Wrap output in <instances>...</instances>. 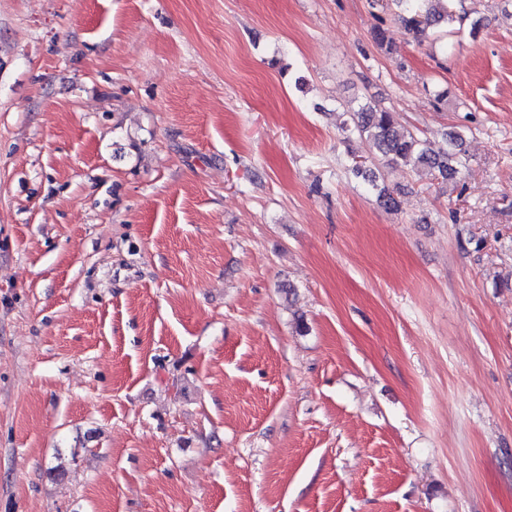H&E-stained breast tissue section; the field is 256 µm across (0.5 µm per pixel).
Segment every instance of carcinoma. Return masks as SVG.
<instances>
[{
  "instance_id": "obj_1",
  "label": "carcinoma",
  "mask_w": 512,
  "mask_h": 512,
  "mask_svg": "<svg viewBox=\"0 0 512 512\" xmlns=\"http://www.w3.org/2000/svg\"><path fill=\"white\" fill-rule=\"evenodd\" d=\"M398 9L397 17L414 41L420 43L440 28L456 21L448 0H392ZM343 140L354 136L372 140L381 159L392 166L412 172H427L431 176H448L458 172L464 160V135L450 138L448 150L434 152L427 142L402 127L394 114L371 103L347 112L341 126Z\"/></svg>"
}]
</instances>
